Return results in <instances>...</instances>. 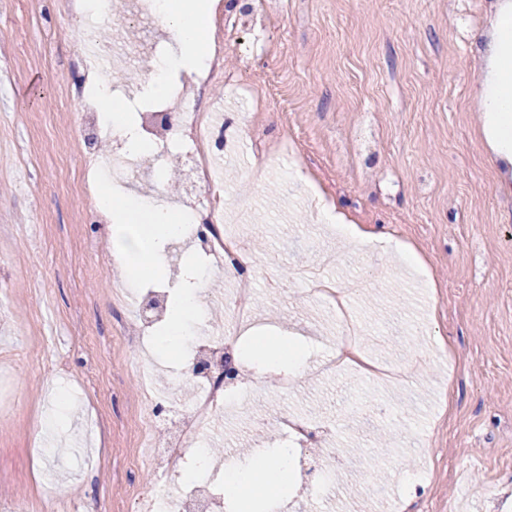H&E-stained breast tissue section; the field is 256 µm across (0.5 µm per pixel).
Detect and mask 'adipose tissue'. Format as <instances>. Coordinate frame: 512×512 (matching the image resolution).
Returning <instances> with one entry per match:
<instances>
[{"label": "adipose tissue", "mask_w": 512, "mask_h": 512, "mask_svg": "<svg viewBox=\"0 0 512 512\" xmlns=\"http://www.w3.org/2000/svg\"><path fill=\"white\" fill-rule=\"evenodd\" d=\"M156 10L160 24L169 30L176 47L173 56L159 59L149 86L153 96L164 97L170 90V75L206 67L210 55L205 34L211 26L214 4L212 0H156ZM487 38L485 63L479 72L481 130L496 160L512 166V0H498ZM96 94L106 104L101 114L103 124L124 138L132 155L147 154L149 146L136 134L132 114L113 103L111 89L100 86ZM97 206L110 219L106 231L113 263L132 280L156 275L158 249L184 235L182 220L170 205L145 209L134 199L116 198L105 187L98 194ZM323 209L327 219L335 223L337 233L347 240L371 244L386 253L407 254V247L391 235L345 223L335 204H324ZM203 276V268L198 267L179 284L167 323L156 338L160 350L179 351L186 323L203 314L200 298ZM235 359L249 363L258 378L273 373L297 376L306 367L307 353L301 345L279 336L241 346ZM292 474L293 451L282 448L274 459L225 469L224 487L238 500L262 498L271 503Z\"/></svg>", "instance_id": "ef3b65f1"}]
</instances>
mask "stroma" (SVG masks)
<instances>
[{
	"instance_id": "stroma-1",
	"label": "stroma",
	"mask_w": 512,
	"mask_h": 512,
	"mask_svg": "<svg viewBox=\"0 0 512 512\" xmlns=\"http://www.w3.org/2000/svg\"><path fill=\"white\" fill-rule=\"evenodd\" d=\"M264 26L228 33L209 102L231 133L222 151L224 222L253 254L257 325L310 354L287 394L219 420L213 448L268 454L277 411L330 425L296 450L299 489L276 512H394L406 468H427L413 512H512V182L480 132L477 36L495 0H281ZM82 47L60 0H0V502L63 496L59 512H134L138 493L182 490L140 463L143 385L169 393L189 349L126 335L131 295L173 288L198 254L166 245L162 273L121 281L79 185L75 107ZM282 151L255 169V144ZM398 238L422 263L357 248L319 217ZM350 289L369 354L404 368L380 385L326 363L336 316L295 271ZM77 397L67 410L53 381Z\"/></svg>"
}]
</instances>
